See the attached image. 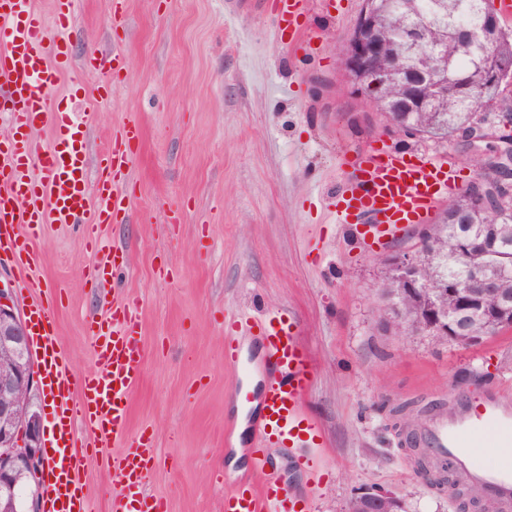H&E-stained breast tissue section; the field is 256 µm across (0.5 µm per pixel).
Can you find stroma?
<instances>
[{"mask_svg": "<svg viewBox=\"0 0 512 512\" xmlns=\"http://www.w3.org/2000/svg\"><path fill=\"white\" fill-rule=\"evenodd\" d=\"M363 7L308 0L306 39L285 47L269 0H127L119 28L109 22L112 0H74L71 65L47 96L65 105L78 94L90 180L114 128L132 120L144 134L124 177L133 205L101 235L128 261L117 294L140 303L146 358L127 432L154 437L146 490L166 512H224L225 480L263 483L249 455L254 434L239 428L254 415L231 404L240 379L224 363V320L269 309L297 320L313 359L305 408L323 429L314 469L296 452L270 450L294 498L309 512H348L355 493L381 489L405 512H475L425 479L399 421L490 384L512 386V328L468 345L388 328L385 272L424 227L368 253L328 201L344 159L383 149L450 161L469 184L502 129L489 120L477 150L393 133L340 69ZM112 51L122 56L118 77L84 70L88 56ZM35 252L39 288L7 264L0 285L22 314L35 297L60 294L52 313L76 381L95 367L87 322L113 296L87 281L94 256L81 225L45 224ZM106 454L89 449L80 468L91 512H113L119 489Z\"/></svg>", "mask_w": 512, "mask_h": 512, "instance_id": "stroma-1", "label": "stroma"}]
</instances>
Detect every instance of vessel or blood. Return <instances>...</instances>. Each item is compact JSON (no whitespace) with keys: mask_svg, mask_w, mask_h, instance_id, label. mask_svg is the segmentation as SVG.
<instances>
[{"mask_svg":"<svg viewBox=\"0 0 512 512\" xmlns=\"http://www.w3.org/2000/svg\"><path fill=\"white\" fill-rule=\"evenodd\" d=\"M273 10L292 38L302 35L306 0H271ZM54 25L29 6V0H0V112L8 117V136L0 135V253L21 280L31 279L35 241L47 221L79 224L97 257L89 272L94 288L106 291L107 274L116 256L100 236L102 225L127 213L132 199L121 175L141 142L137 123L113 130L112 145L101 155V174L89 186L86 174V126L56 108L57 133L51 147L32 135L46 110L45 92L70 65L64 31L73 20V0H54ZM454 167L404 152L370 154L353 162L333 196L336 220L362 228L366 246H383L406 235L412 225L428 222L448 192L460 191ZM29 319L33 345L44 372L42 392L53 407L49 428L50 464L43 481L44 512H89L79 467L88 446L77 434L83 423L96 444L124 440L108 458L109 470L123 479L114 512H165L164 502L144 490L155 458L152 437L126 435L129 398L142 376L146 348L140 337L139 305L126 295L89 325V351L96 362L79 386H72L58 349L54 321L46 305L32 302ZM254 332L259 363L267 375L262 413L254 422V463L267 471L264 485L240 479L224 486V512H306L290 497L269 466L272 442L301 450L317 448L322 428L304 406L312 372L308 350L296 334L292 316L270 311L258 317L241 313L225 323L224 361L236 372L252 366L242 357L239 330ZM493 432V444L512 447V390L486 388L477 398H460L432 407L408 436L426 463L445 459L465 487L494 501L499 512H512V460L492 466L482 462L478 439Z\"/></svg>","mask_w":512,"mask_h":512,"instance_id":"obj_1","label":"vessel or blood"}]
</instances>
